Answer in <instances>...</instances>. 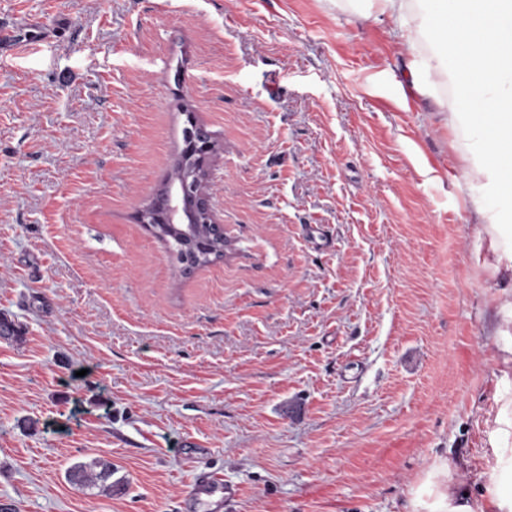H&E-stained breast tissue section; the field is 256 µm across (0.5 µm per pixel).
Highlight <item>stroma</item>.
I'll return each instance as SVG.
<instances>
[{"label":"stroma","mask_w":512,"mask_h":512,"mask_svg":"<svg viewBox=\"0 0 512 512\" xmlns=\"http://www.w3.org/2000/svg\"><path fill=\"white\" fill-rule=\"evenodd\" d=\"M0 503L16 512H432L512 398V195L334 0H0ZM224 260L136 220L183 109ZM489 204L499 244L476 227ZM112 465L81 491L78 463ZM211 471L224 505L183 503ZM187 139L185 149L189 155L196 157L205 167L206 161L213 151L214 142L211 133H207L205 126L199 122L195 112H184ZM206 229L208 233H210L211 236L218 242V250L220 251V253L213 256L210 260L202 261L196 265L184 263L182 259L183 251L188 250L184 246V244L172 238H159L156 236L158 239L165 242L168 245L170 251L175 255L176 261L178 263V271L181 276H188L195 269L208 266L210 264H213L217 261L224 259V242L225 244L229 243L227 237L224 236V227L221 226V224H207ZM220 230H222V233H219Z\"/></svg>","instance_id":"35a3bbf8"}]
</instances>
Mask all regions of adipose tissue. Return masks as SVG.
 <instances>
[{
    "mask_svg": "<svg viewBox=\"0 0 512 512\" xmlns=\"http://www.w3.org/2000/svg\"><path fill=\"white\" fill-rule=\"evenodd\" d=\"M368 13L385 18L390 36L407 43L419 63L409 83L433 98L455 125L460 112L479 115L474 131L479 148L493 160L498 188L512 191V0H365ZM436 80L426 84L422 69ZM453 77L454 94L441 80ZM488 506L464 501L456 480L441 484L442 512H512V497L497 491L496 469L483 472Z\"/></svg>",
    "mask_w": 512,
    "mask_h": 512,
    "instance_id": "1",
    "label": "adipose tissue"
}]
</instances>
